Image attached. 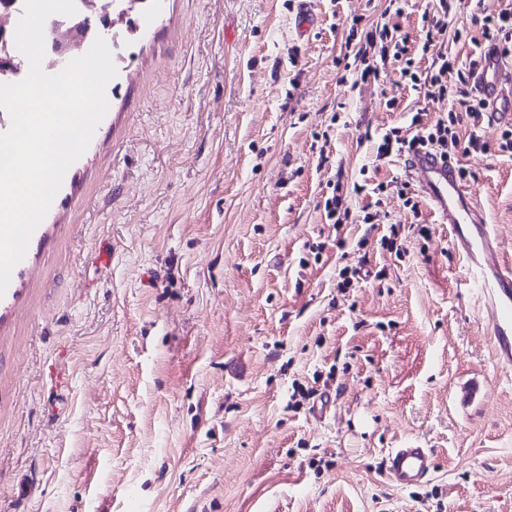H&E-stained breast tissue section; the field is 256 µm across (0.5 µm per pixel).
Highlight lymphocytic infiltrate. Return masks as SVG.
<instances>
[{"instance_id": "lymphocytic-infiltrate-1", "label": "lymphocytic infiltrate", "mask_w": 512, "mask_h": 512, "mask_svg": "<svg viewBox=\"0 0 512 512\" xmlns=\"http://www.w3.org/2000/svg\"><path fill=\"white\" fill-rule=\"evenodd\" d=\"M460 6V0H439L436 15L423 16L419 39H411L399 24H379L365 34V41L351 45L354 59L362 64L354 71L355 82L379 81L388 65L398 66L407 85L427 100L451 97L446 115L435 121L424 120L422 112L413 113L408 128L389 129L373 146V157L381 161L408 153L415 148H429L444 156L485 155L491 152L512 155V128H504L496 142H488L479 134L460 138L458 129L464 122H478L484 106L470 85V68L460 65L448 55H439L432 68L420 70L418 60L428 54L448 35V18Z\"/></svg>"}]
</instances>
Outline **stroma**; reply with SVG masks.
Instances as JSON below:
<instances>
[{
    "instance_id": "35a3bbf8",
    "label": "stroma",
    "mask_w": 512,
    "mask_h": 512,
    "mask_svg": "<svg viewBox=\"0 0 512 512\" xmlns=\"http://www.w3.org/2000/svg\"><path fill=\"white\" fill-rule=\"evenodd\" d=\"M388 5L314 0L302 39L297 0L133 12L109 110L0 299V512H512L492 317L446 226L398 198L402 157H371L450 103L345 68ZM461 163L512 257V157ZM338 177L354 216L337 228ZM380 183L388 217L362 223ZM398 224L396 257L381 238ZM361 264L385 278L340 287ZM297 382L333 394L325 420ZM410 446L437 470L405 490L381 464Z\"/></svg>"
}]
</instances>
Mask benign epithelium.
I'll use <instances>...</instances> for the list:
<instances>
[{
    "mask_svg": "<svg viewBox=\"0 0 512 512\" xmlns=\"http://www.w3.org/2000/svg\"><path fill=\"white\" fill-rule=\"evenodd\" d=\"M81 7L77 13L61 23L50 27L51 61L48 73L53 74L65 67L72 60L74 47L84 43H92L101 36L106 42H114L117 33L114 32L116 23L126 21L127 30H135L130 13L138 4L145 0H124L123 8L112 17V0H79ZM24 66L21 55L16 53L11 41V35L6 26L0 25V76H8L19 72Z\"/></svg>",
    "mask_w": 512,
    "mask_h": 512,
    "instance_id": "obj_1",
    "label": "benign epithelium"
}]
</instances>
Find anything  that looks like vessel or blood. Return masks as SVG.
<instances>
[{
	"label": "vessel or blood",
	"instance_id": "vessel-or-blood-1",
	"mask_svg": "<svg viewBox=\"0 0 512 512\" xmlns=\"http://www.w3.org/2000/svg\"><path fill=\"white\" fill-rule=\"evenodd\" d=\"M471 83L494 123H512V66L492 45L483 46ZM405 172L417 180L439 223L448 225L453 246L465 261L469 283L477 288L484 307L493 315L495 356L501 365L511 368L512 263L502 260L495 231L471 202L452 161L434 151L419 150L407 157ZM434 470L433 450L421 447L392 449L383 467L386 479L403 489L427 481Z\"/></svg>",
	"mask_w": 512,
	"mask_h": 512
}]
</instances>
